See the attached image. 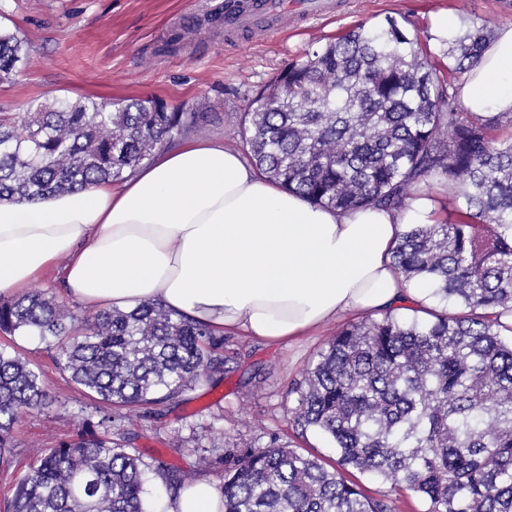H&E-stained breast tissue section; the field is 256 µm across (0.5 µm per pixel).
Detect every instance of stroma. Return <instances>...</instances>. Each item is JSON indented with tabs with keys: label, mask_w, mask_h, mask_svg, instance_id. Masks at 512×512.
I'll return each mask as SVG.
<instances>
[{
	"label": "stroma",
	"mask_w": 512,
	"mask_h": 512,
	"mask_svg": "<svg viewBox=\"0 0 512 512\" xmlns=\"http://www.w3.org/2000/svg\"><path fill=\"white\" fill-rule=\"evenodd\" d=\"M503 0H340L339 12L311 16L284 31L225 36L212 21L224 0H5L30 43L19 76L0 82V113L26 111L31 103L56 97L160 98L171 106L203 113L196 138L243 149L239 118L256 93L303 50L384 15L406 19L427 35L431 16L445 9L462 21L485 19L492 27L512 24ZM178 39L176 52L164 45ZM335 323L288 345L224 338L226 375L218 384L201 382L181 401L158 407L151 417L118 421L124 445L146 463L162 459L191 477L223 480V466L205 470L203 451L224 453L241 440L263 447L291 443L333 462L324 437H298L291 410L295 381L324 348ZM16 347L40 364L46 405L14 425L16 470L0 477V502L10 498L30 462V451L72 438L89 421L93 407L34 339Z\"/></svg>",
	"instance_id": "stroma-1"
}]
</instances>
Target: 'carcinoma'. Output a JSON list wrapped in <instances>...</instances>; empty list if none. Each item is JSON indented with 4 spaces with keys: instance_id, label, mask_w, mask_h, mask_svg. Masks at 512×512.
<instances>
[{
    "instance_id": "obj_1",
    "label": "carcinoma",
    "mask_w": 512,
    "mask_h": 512,
    "mask_svg": "<svg viewBox=\"0 0 512 512\" xmlns=\"http://www.w3.org/2000/svg\"><path fill=\"white\" fill-rule=\"evenodd\" d=\"M494 29L470 21L438 75L429 40L392 16L308 49L251 100L241 119L252 164L332 209H400L439 184L448 212L408 224L392 250L406 283L443 303L429 317L392 309L337 328L296 383L292 421L326 436L328 464L276 441L222 457L224 512H392L347 478L408 492L423 512H512V116L461 109L457 77ZM27 39L0 25V82L28 60ZM200 112L162 99L57 98L0 116V196L46 198L120 181L182 139ZM0 332L45 345L94 401L98 421L36 448L3 512H152L146 474L175 491L187 475L149 468L112 424L178 400L224 373V337L159 303L78 318L42 291L0 295ZM38 367L0 344V472L15 462L18 418L45 404Z\"/></svg>"
}]
</instances>
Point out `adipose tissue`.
Listing matches in <instances>:
<instances>
[{"instance_id": "ef3b65f1", "label": "adipose tissue", "mask_w": 512, "mask_h": 512, "mask_svg": "<svg viewBox=\"0 0 512 512\" xmlns=\"http://www.w3.org/2000/svg\"><path fill=\"white\" fill-rule=\"evenodd\" d=\"M457 88L465 111L512 113V25L498 28ZM443 207L433 196L400 210L316 207L241 152L192 138L117 184L0 197V293L52 268L89 308L157 302L218 335L290 343L348 314L437 309L429 288L402 282L391 248L404 225L435 223ZM156 512H224L223 492L198 477Z\"/></svg>"}]
</instances>
